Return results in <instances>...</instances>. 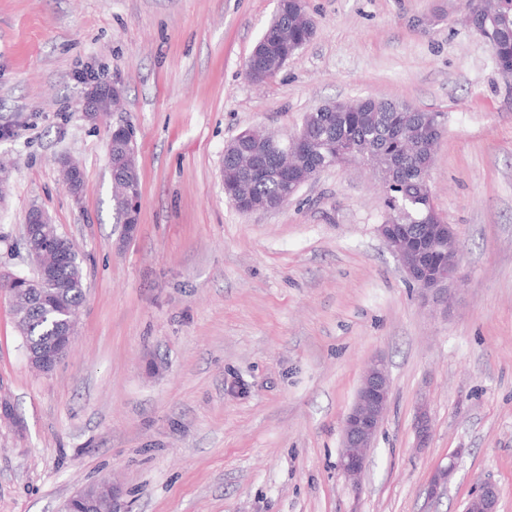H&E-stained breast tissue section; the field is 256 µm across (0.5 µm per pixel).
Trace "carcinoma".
Returning a JSON list of instances; mask_svg holds the SVG:
<instances>
[{
  "label": "carcinoma",
  "instance_id": "carcinoma-1",
  "mask_svg": "<svg viewBox=\"0 0 512 512\" xmlns=\"http://www.w3.org/2000/svg\"><path fill=\"white\" fill-rule=\"evenodd\" d=\"M469 17L491 20L490 39L501 70L512 71V0H468ZM294 0H280L277 14L257 41L253 77L269 81L279 73L278 62L290 59L314 36V25L297 23ZM431 112L411 104L388 103L375 98L361 106L343 101L334 112L310 110L301 123L297 156L306 167H326L342 158L341 147H351L384 181L386 201L401 210L397 229L411 252L424 257L429 267L448 265V250L437 242L438 210L430 207L421 177L430 164L438 138L432 131ZM236 148L224 151V194L239 210L268 205L288 195V174H267L279 162L277 151L263 147L258 174L243 182L235 168ZM87 287L82 258L75 254L48 275L41 288H29L26 298L14 307L26 348L43 350L61 342V326L67 313L79 309ZM108 494L102 483L89 485L87 495L74 502L70 512H103Z\"/></svg>",
  "mask_w": 512,
  "mask_h": 512
}]
</instances>
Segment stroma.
Masks as SVG:
<instances>
[{"label": "stroma", "mask_w": 512, "mask_h": 512, "mask_svg": "<svg viewBox=\"0 0 512 512\" xmlns=\"http://www.w3.org/2000/svg\"><path fill=\"white\" fill-rule=\"evenodd\" d=\"M277 0H0V282L28 272L46 211L84 256L74 343L31 370L0 292V512H60L106 479L123 512H462L480 483L512 512V79L465 0H307L316 32L277 77L246 61ZM123 109L79 116L91 81ZM376 97L444 113L430 185L456 231L447 313L421 302L378 233L365 166L329 168L276 211L224 195L226 143ZM135 130L142 204L122 242L108 159ZM84 174L80 201L60 175ZM391 377L363 488L337 466L366 364ZM432 417L417 449L419 404ZM460 451L445 495L432 470Z\"/></svg>", "instance_id": "obj_1"}]
</instances>
